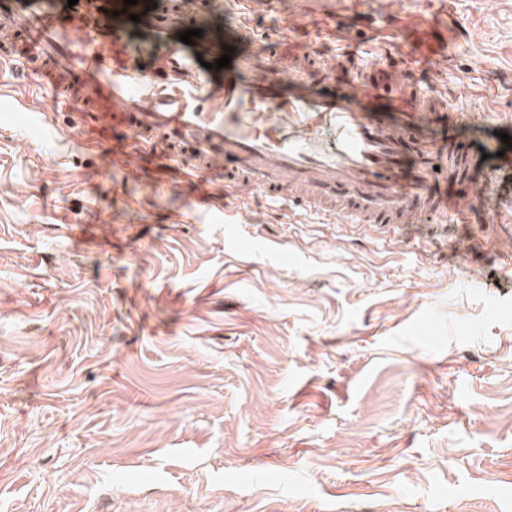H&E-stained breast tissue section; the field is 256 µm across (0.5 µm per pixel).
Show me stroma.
<instances>
[{
    "label": "stroma",
    "instance_id": "stroma-1",
    "mask_svg": "<svg viewBox=\"0 0 512 512\" xmlns=\"http://www.w3.org/2000/svg\"><path fill=\"white\" fill-rule=\"evenodd\" d=\"M215 2L512 117V0ZM117 138L0 68V512H512L511 183L395 237Z\"/></svg>",
    "mask_w": 512,
    "mask_h": 512
}]
</instances>
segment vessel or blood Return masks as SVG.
Here are the masks:
<instances>
[{
  "label": "vessel or blood",
  "instance_id": "vessel-or-blood-1",
  "mask_svg": "<svg viewBox=\"0 0 512 512\" xmlns=\"http://www.w3.org/2000/svg\"><path fill=\"white\" fill-rule=\"evenodd\" d=\"M201 30L193 44L180 41ZM231 63L216 70L223 55ZM18 61L58 101L200 170L220 169L235 194H264L321 223L392 224L447 212L430 180L440 161L465 173L471 205L486 210L480 155L457 138L448 103L355 52L317 44L278 57L250 30H232L213 0H0V61ZM450 122L454 142L431 143L426 119Z\"/></svg>",
  "mask_w": 512,
  "mask_h": 512
}]
</instances>
